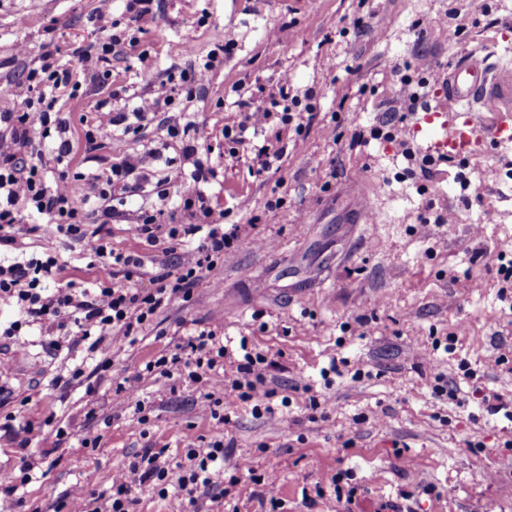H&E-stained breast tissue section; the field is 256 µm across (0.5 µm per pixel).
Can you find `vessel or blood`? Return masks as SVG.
Here are the masks:
<instances>
[{"label": "vessel or blood", "instance_id": "1", "mask_svg": "<svg viewBox=\"0 0 512 512\" xmlns=\"http://www.w3.org/2000/svg\"><path fill=\"white\" fill-rule=\"evenodd\" d=\"M447 106L466 115L462 123L449 122L447 107H425L414 129L438 156L462 154L472 143L484 110L512 112V60L465 54L449 68L443 89Z\"/></svg>", "mask_w": 512, "mask_h": 512}]
</instances>
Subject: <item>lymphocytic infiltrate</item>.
<instances>
[{
  "label": "lymphocytic infiltrate",
  "instance_id": "1",
  "mask_svg": "<svg viewBox=\"0 0 512 512\" xmlns=\"http://www.w3.org/2000/svg\"><path fill=\"white\" fill-rule=\"evenodd\" d=\"M73 72L66 67L43 64L29 70L30 84L42 86L39 97L24 98L10 110L0 113V247L16 243L13 230L19 224V209L27 207L42 217L38 230L42 235L65 237L89 245L108 277L98 288H60L48 293L46 284L62 271L57 256L31 254L13 261H0V303L13 306L19 320L0 330V337L21 345L20 331L24 319L50 322L58 329L75 326L81 340L89 344V352H96L106 336L115 340L136 343L143 330L150 326L157 312L175 300L189 301L195 288L215 285L218 273L230 257L238 239L237 232H225L222 218L216 217L201 190L203 184L215 179L216 171L208 154L200 152L191 141L193 122L170 116L168 134L182 142V155L193 160L189 175H176L177 193L192 221L188 224L161 223L160 212L143 213L132 234L145 242L156 243L166 236L168 252L177 249L191 238H198L195 250L181 257L176 266L160 264L153 273L152 289L134 288L132 281L140 275L144 261L140 255L113 251L103 224L110 218V201L115 190L129 195L148 192L154 185L153 162L160 155L149 152L129 157L112 165L107 176L91 172H70L68 165L74 150L67 138V123L55 106L58 89L69 86ZM172 97L143 99L126 112L113 111L110 100H99L95 115L83 133V152L86 160H94L103 139L120 132L135 133L155 112L170 107ZM313 92L298 98L281 92L279 97L251 107L246 122L238 129L224 132L225 140L245 143L248 129H259L271 114H279L281 121L293 125L296 133H303L298 111L301 99H313ZM51 137L47 152H36L30 162H23V151L32 144L33 131ZM58 164L54 181L46 179L47 162ZM103 204L102 223L90 225L85 206L90 200ZM242 355L236 364V376L224 378V342L215 331L200 330L190 337L185 346L168 356L147 362L140 371L124 377L117 386L129 400H138L137 384L143 373L157 372L167 376L178 373L190 382H207L210 387L205 398L210 405L223 406L222 421H229L237 403L253 402L254 413L271 412L270 400L276 394L269 388L265 355L252 351L248 340H241ZM229 452L223 439L197 438L188 440L180 458L174 459L162 448H146L135 455L126 472L112 480L106 512H133L136 503L132 495L133 483H151L158 495L176 489L187 506H195L199 494L209 496L211 502L223 503L224 483L220 481L218 465L226 461Z\"/></svg>",
  "mask_w": 512,
  "mask_h": 512
}]
</instances>
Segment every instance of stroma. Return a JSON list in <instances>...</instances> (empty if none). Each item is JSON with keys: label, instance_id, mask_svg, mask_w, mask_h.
<instances>
[{"label": "stroma", "instance_id": "stroma-1", "mask_svg": "<svg viewBox=\"0 0 512 512\" xmlns=\"http://www.w3.org/2000/svg\"><path fill=\"white\" fill-rule=\"evenodd\" d=\"M99 0H0V84L23 83L53 50L71 65L73 47L103 39L91 16ZM374 14L371 26L356 20ZM110 21L132 29L136 46L116 48L102 80L64 90L56 109L80 135L95 103L131 109L135 98H161L179 75L215 45L235 46L197 97L172 109L196 122L194 137L210 149L217 177L204 188L214 212L240 228V240L215 287L158 311L156 328L135 345L103 342L96 358L112 367L94 393L53 388L58 374L91 371L85 345L60 352L44 344L43 325L27 328L28 345L0 346L10 372L0 378V471L35 467L0 512H53L75 492L109 496L113 477L145 448L177 450L186 435L223 437L227 504L238 512H512V421L488 412L500 399L512 409V288L502 289L497 254L512 248V141L492 142L479 129L467 153L438 159L430 173L404 157L425 146L408 116L401 140L385 138L402 102L404 81L429 70L445 74L460 48L512 58V0H154L131 19L126 0H112ZM313 91L303 135L271 116L245 146L232 147L225 128L244 121V100ZM381 128L364 146L355 131ZM282 149L276 169L255 174V147ZM179 154L164 113L135 135L106 139L94 162L75 152L72 166L109 173L112 164L148 151ZM150 192L115 200L108 226L113 249L136 251L151 288L160 262L175 263L162 245L134 238L141 212L165 207L166 222L190 223ZM375 202L378 223L360 216L361 195ZM280 207L268 208L273 197ZM17 253H51L64 265L51 288L97 287L104 273L89 250L61 238L22 234ZM203 329L223 334L224 372L247 337L271 365L274 414L238 404L230 424L206 412V383L143 375V413L115 390L147 361ZM443 374L456 399L434 393ZM327 398L326 419H310V397ZM95 411L98 448L82 445ZM53 416L54 426L26 435V423ZM69 437L56 444L54 427ZM259 480H251V473ZM345 473L352 502L337 501L333 480Z\"/></svg>", "mask_w": 512, "mask_h": 512}]
</instances>
